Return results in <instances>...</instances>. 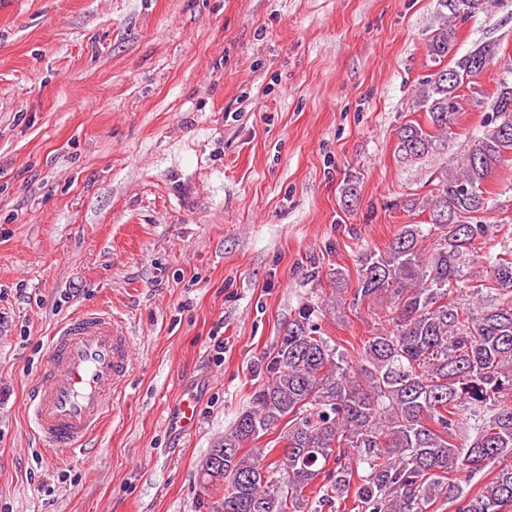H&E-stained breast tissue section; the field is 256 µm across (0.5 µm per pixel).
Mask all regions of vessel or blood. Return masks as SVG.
Here are the masks:
<instances>
[{"label": "vessel or blood", "mask_w": 512, "mask_h": 512, "mask_svg": "<svg viewBox=\"0 0 512 512\" xmlns=\"http://www.w3.org/2000/svg\"><path fill=\"white\" fill-rule=\"evenodd\" d=\"M132 343L124 319L100 306L81 309L55 327L26 404L46 449L86 453L125 387Z\"/></svg>", "instance_id": "b4317fda"}]
</instances>
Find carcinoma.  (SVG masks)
Masks as SVG:
<instances>
[{
	"label": "carcinoma",
	"instance_id": "carcinoma-1",
	"mask_svg": "<svg viewBox=\"0 0 512 512\" xmlns=\"http://www.w3.org/2000/svg\"><path fill=\"white\" fill-rule=\"evenodd\" d=\"M483 4L446 0L450 16L428 44L439 69L423 81L418 104L444 134L464 110L458 89L477 85L475 62L497 56L491 43L455 52L456 20ZM448 57L451 65H442ZM491 111L459 171L443 175L430 197L407 203L429 212V222L405 224L386 251L361 255L352 305L384 299L387 306L358 352L361 377L319 334L315 305L299 309L273 355L257 364L250 405L201 468L203 484L224 488V512H318L351 491L358 512H427L437 501L456 512H512V248L469 272L487 232L484 184L512 155L511 77L499 79ZM438 140L407 124L398 152L419 158ZM454 288L469 289L472 303L451 298ZM284 419L282 457L267 460L268 448L241 453ZM489 464L495 474L472 496L451 478Z\"/></svg>",
	"mask_w": 512,
	"mask_h": 512
}]
</instances>
